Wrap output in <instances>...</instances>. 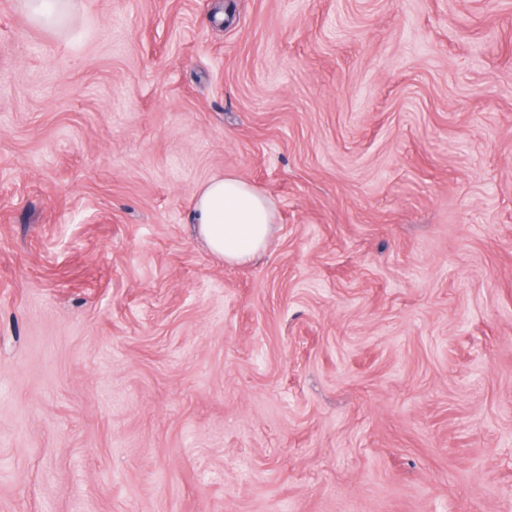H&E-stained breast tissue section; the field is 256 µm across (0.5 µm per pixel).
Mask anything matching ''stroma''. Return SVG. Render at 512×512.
I'll use <instances>...</instances> for the list:
<instances>
[{"label":"stroma","mask_w":512,"mask_h":512,"mask_svg":"<svg viewBox=\"0 0 512 512\" xmlns=\"http://www.w3.org/2000/svg\"><path fill=\"white\" fill-rule=\"evenodd\" d=\"M0 512H512V0H0ZM33 24L42 26L57 23L67 12L68 0H25ZM275 224L276 211L269 198L233 172L213 176L194 197L197 237L225 263L251 262L262 255Z\"/></svg>","instance_id":"1"}]
</instances>
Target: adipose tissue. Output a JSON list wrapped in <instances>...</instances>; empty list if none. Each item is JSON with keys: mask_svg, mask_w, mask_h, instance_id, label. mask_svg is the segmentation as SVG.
<instances>
[{"mask_svg": "<svg viewBox=\"0 0 512 512\" xmlns=\"http://www.w3.org/2000/svg\"><path fill=\"white\" fill-rule=\"evenodd\" d=\"M276 222L269 198L232 172L213 176L194 197L193 225L198 238L229 264L262 255Z\"/></svg>", "mask_w": 512, "mask_h": 512, "instance_id": "adipose-tissue-1", "label": "adipose tissue"}]
</instances>
